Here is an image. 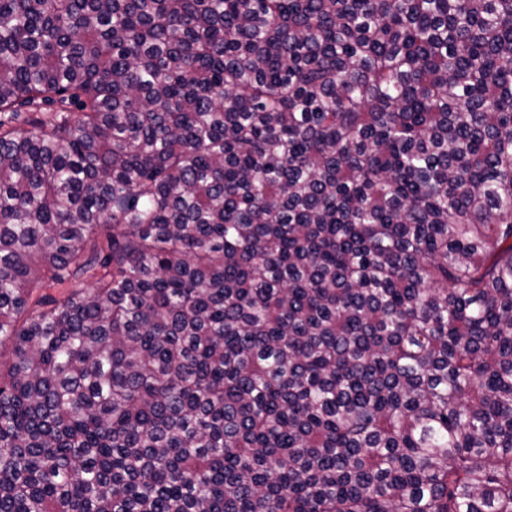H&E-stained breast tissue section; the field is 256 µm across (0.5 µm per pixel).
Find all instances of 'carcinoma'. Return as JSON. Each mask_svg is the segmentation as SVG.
<instances>
[{
    "label": "carcinoma",
    "instance_id": "carcinoma-1",
    "mask_svg": "<svg viewBox=\"0 0 512 512\" xmlns=\"http://www.w3.org/2000/svg\"><path fill=\"white\" fill-rule=\"evenodd\" d=\"M0 512H512V0H0Z\"/></svg>",
    "mask_w": 512,
    "mask_h": 512
}]
</instances>
